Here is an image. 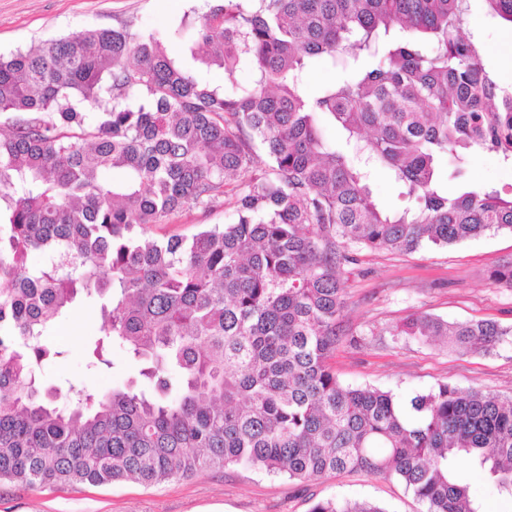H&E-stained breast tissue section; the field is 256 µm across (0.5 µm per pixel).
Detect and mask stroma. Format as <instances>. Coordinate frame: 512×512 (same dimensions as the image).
I'll return each mask as SVG.
<instances>
[{
    "label": "stroma",
    "instance_id": "obj_1",
    "mask_svg": "<svg viewBox=\"0 0 512 512\" xmlns=\"http://www.w3.org/2000/svg\"><path fill=\"white\" fill-rule=\"evenodd\" d=\"M211 0H0V54L42 47L90 29L175 30L185 13L204 14ZM467 37L497 83L512 90V25L489 15L481 0H468ZM468 182L485 188L512 185V161L475 155ZM234 219L227 206L192 207L175 215L163 232L189 236L207 225ZM512 261V233L489 231L447 247L402 254L356 249L342 278L347 304L341 337L330 364L343 384L390 390L400 397L447 383L463 391L512 397V336L494 350L461 355L439 342L390 336L411 314L448 322L491 321L512 327V288L491 279ZM96 299H78L52 323L46 342L59 349L39 372L49 388L80 384L99 393L139 380L141 366L113 345L112 368L89 366L99 334ZM367 500L386 512H426L399 480L361 472L332 474L303 483L238 466L145 486L122 481L103 485L28 487L0 481V512H310L317 502Z\"/></svg>",
    "mask_w": 512,
    "mask_h": 512
}]
</instances>
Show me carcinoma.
Returning <instances> with one entry per match:
<instances>
[{
	"instance_id": "carcinoma-1",
	"label": "carcinoma",
	"mask_w": 512,
	"mask_h": 512,
	"mask_svg": "<svg viewBox=\"0 0 512 512\" xmlns=\"http://www.w3.org/2000/svg\"><path fill=\"white\" fill-rule=\"evenodd\" d=\"M483 2L512 24V0ZM467 12V0H220L181 19L177 51L122 28L0 55V112L17 115L0 131V480L350 469L397 476L427 512H482L456 472L465 458L512 497V400L447 383L401 400L346 386L329 364L350 247L413 252L512 232V189L463 182L448 194L471 154L512 158V91L463 35ZM315 60L344 76L311 96ZM213 66L224 84L207 77ZM376 164L412 206L375 202ZM229 199L230 224L148 235ZM81 294L109 300L90 365L111 368L117 341L152 392L42 388L38 368L61 355L45 329ZM390 334L468 354L512 327L411 315ZM312 512L385 510L324 500Z\"/></svg>"
}]
</instances>
